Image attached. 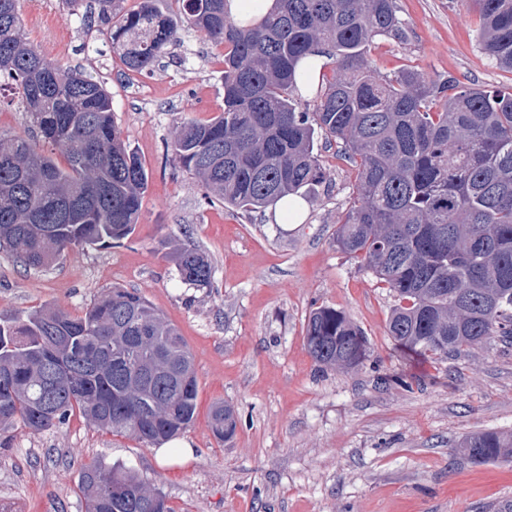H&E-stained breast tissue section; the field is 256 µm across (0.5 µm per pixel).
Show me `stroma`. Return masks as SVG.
<instances>
[{"label":"stroma","mask_w":512,"mask_h":512,"mask_svg":"<svg viewBox=\"0 0 512 512\" xmlns=\"http://www.w3.org/2000/svg\"><path fill=\"white\" fill-rule=\"evenodd\" d=\"M394 2L407 37L373 40L367 59L376 77L409 69L429 81L453 76L512 90V72L481 52L479 17L462 0ZM21 12L28 40L46 55L55 26L69 29L64 64L106 83L149 185L122 245L71 247L47 269L0 253V316L75 315L112 288L137 291L184 337L198 398L180 434L191 457L164 463L155 446L78 413L39 433L0 429L5 512H84L78 481L92 464L137 470L172 512H486L512 500V461L476 465L453 452L462 436L512 432V342L495 338L441 358L407 353L388 336L392 292L336 246L356 186L337 147L320 152L326 178L304 194L302 223H277L271 207H224L170 148L180 122L222 111L223 48L183 32L152 73L138 74L62 0H21ZM183 245L208 255L211 287L179 279L171 252ZM320 306L343 311L366 337L356 369H325L310 356L305 325ZM217 402L238 416L226 443L209 426Z\"/></svg>","instance_id":"stroma-1"}]
</instances>
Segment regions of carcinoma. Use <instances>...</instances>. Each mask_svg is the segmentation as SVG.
<instances>
[{
    "label": "carcinoma",
    "instance_id": "1",
    "mask_svg": "<svg viewBox=\"0 0 512 512\" xmlns=\"http://www.w3.org/2000/svg\"><path fill=\"white\" fill-rule=\"evenodd\" d=\"M93 0L95 18L126 70L150 73L179 31L194 28L224 53V110L184 120L171 148L224 205L247 212L304 193L325 178L319 140L357 170V192L336 229L338 248L371 271L397 304L387 332L406 349L443 356L512 339V91L372 75L377 36L406 38L393 0H275L255 24L236 23L227 0ZM481 20L479 45L512 71V0H465ZM336 60L314 111L294 99L301 59ZM21 95L41 141L0 136V251L44 268L68 247H112L138 222L149 175L128 149L112 97L91 73L47 58L26 37L20 0H0V82ZM180 278L211 286L198 248L172 252ZM306 347L321 366L351 370L366 339L340 310L314 309ZM193 357L180 331L135 291L114 288L81 316L45 309L0 318V426L41 432L79 411L97 429L161 446L193 422ZM213 435L238 420L210 410ZM474 463L512 461V432L485 431L455 446ZM86 512H171L162 493L126 468H84Z\"/></svg>",
    "mask_w": 512,
    "mask_h": 512
}]
</instances>
